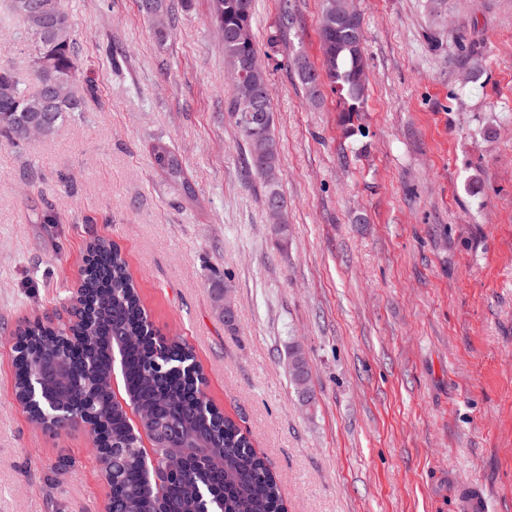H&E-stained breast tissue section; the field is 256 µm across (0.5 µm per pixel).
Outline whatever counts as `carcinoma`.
I'll return each instance as SVG.
<instances>
[{"label":"carcinoma","mask_w":512,"mask_h":512,"mask_svg":"<svg viewBox=\"0 0 512 512\" xmlns=\"http://www.w3.org/2000/svg\"><path fill=\"white\" fill-rule=\"evenodd\" d=\"M49 10L21 9L18 0H5L7 14L33 38V78L35 89L26 90L12 67L0 60V132L16 144L26 139L30 125L40 127L41 135H53L72 114L83 112L94 88H78L80 66L75 53L72 24L58 0H43ZM140 10L148 18L174 16L170 0H140ZM215 22L224 28V57L232 62L258 52L254 31V0H211ZM322 61L318 68L299 66V77L312 97L328 84L338 94L340 120L351 124L362 111L367 85L364 78L366 57L363 47V19L351 0H322L320 16ZM53 60L50 69L44 61ZM61 80L68 95L48 100L42 85ZM262 119L250 122L230 105L234 120L250 157V166L265 182L264 204L272 200L287 203L277 188V180L261 169L264 158L277 167L278 144L274 133L275 115L269 98L263 99ZM156 168L168 180L193 189L181 155L169 144L157 141L151 146ZM91 261L81 273L79 288L93 314L97 327L96 346L88 352L68 344L54 329L36 324L19 332L16 342V379L13 396L29 412L39 413L30 400L27 377L40 365V358L52 347L67 360L78 380V390L91 408L108 417L112 453L103 463L112 469L114 512H288L281 482L258 453L249 434L210 400H201L203 376L193 348L178 336L158 342V330L128 271L121 252L104 243L89 248ZM123 345V367L134 407L146 431L174 428L193 439L205 451L204 460L192 461L178 475L157 490L143 480L139 456L130 452L136 438L129 429L126 414L111 406V351ZM291 379L302 397H309L308 372L303 358L291 363Z\"/></svg>","instance_id":"cac0c4a2"}]
</instances>
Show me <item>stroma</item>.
Masks as SVG:
<instances>
[{
    "label": "stroma",
    "mask_w": 512,
    "mask_h": 512,
    "mask_svg": "<svg viewBox=\"0 0 512 512\" xmlns=\"http://www.w3.org/2000/svg\"><path fill=\"white\" fill-rule=\"evenodd\" d=\"M254 5L284 251L210 0H174L163 40L138 0H60L96 95L52 137L0 136V512L104 510L89 432L44 430L11 400L14 332L70 321L96 238L125 256L161 334L193 346L288 512H470L471 489L483 512H512V0H353L368 92L348 126L331 88L310 97L298 75L320 65L321 0H292L287 28L280 0ZM0 51L31 82L17 21ZM158 138L193 196L156 170Z\"/></svg>",
    "instance_id": "obj_1"
}]
</instances>
